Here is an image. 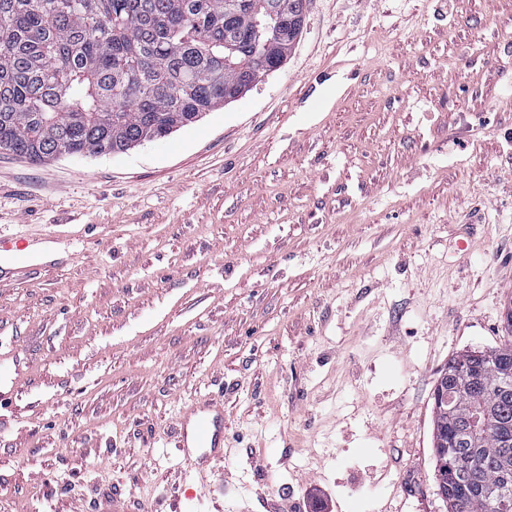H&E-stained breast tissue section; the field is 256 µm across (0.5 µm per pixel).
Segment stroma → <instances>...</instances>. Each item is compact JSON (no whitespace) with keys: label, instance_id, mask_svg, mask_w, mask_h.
I'll return each mask as SVG.
<instances>
[{"label":"stroma","instance_id":"stroma-1","mask_svg":"<svg viewBox=\"0 0 512 512\" xmlns=\"http://www.w3.org/2000/svg\"><path fill=\"white\" fill-rule=\"evenodd\" d=\"M0 239L47 256L0 268V512H447L435 383L512 309V0H307L167 138L0 151ZM191 447H189V431ZM177 443L199 461L224 452V409L214 399L207 398L192 405L180 418Z\"/></svg>","mask_w":512,"mask_h":512}]
</instances>
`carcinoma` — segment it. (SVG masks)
I'll list each match as a JSON object with an SVG mask.
<instances>
[{
	"label": "carcinoma",
	"mask_w": 512,
	"mask_h": 512,
	"mask_svg": "<svg viewBox=\"0 0 512 512\" xmlns=\"http://www.w3.org/2000/svg\"><path fill=\"white\" fill-rule=\"evenodd\" d=\"M306 0H0V151L32 162L159 140L288 57ZM432 410L448 512L512 491V339L441 371Z\"/></svg>",
	"instance_id": "cac0c4a2"
}]
</instances>
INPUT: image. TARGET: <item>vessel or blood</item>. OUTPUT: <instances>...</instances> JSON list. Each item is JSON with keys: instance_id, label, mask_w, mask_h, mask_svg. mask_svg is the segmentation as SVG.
Instances as JSON below:
<instances>
[{"instance_id": "1", "label": "vessel or blood", "mask_w": 512, "mask_h": 512, "mask_svg": "<svg viewBox=\"0 0 512 512\" xmlns=\"http://www.w3.org/2000/svg\"><path fill=\"white\" fill-rule=\"evenodd\" d=\"M6 251L9 265L16 270L29 267L34 254L22 243L11 245L0 241V251ZM177 443L190 449L198 460L224 451V409L214 399L207 398L192 405L180 418Z\"/></svg>"}]
</instances>
